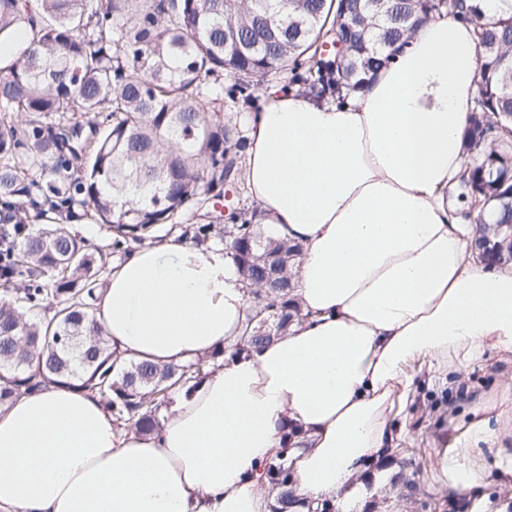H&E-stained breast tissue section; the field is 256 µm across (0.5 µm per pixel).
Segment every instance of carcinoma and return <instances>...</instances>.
Wrapping results in <instances>:
<instances>
[{
    "instance_id": "obj_1",
    "label": "carcinoma",
    "mask_w": 512,
    "mask_h": 512,
    "mask_svg": "<svg viewBox=\"0 0 512 512\" xmlns=\"http://www.w3.org/2000/svg\"><path fill=\"white\" fill-rule=\"evenodd\" d=\"M482 55L478 96L465 149L475 155L458 200L478 204L485 224H511L512 180L483 194L505 169L512 144L481 154L494 123L512 128V17L464 9ZM339 29L344 71L315 45L332 29L333 0H0V47L24 48L0 64V406L50 384L82 381L112 410L116 426L151 433L176 389L206 378L220 351L177 365L107 351L94 313L110 256L69 227L89 208L130 250L154 227L182 228L196 244L219 240L259 302L244 342L259 345L298 314L288 298L289 264L299 246L262 235L258 210L186 224L185 214L242 179L247 139L224 121L208 78L224 71L244 94L273 71L304 69L312 88H356L389 60L428 15L425 0H361ZM58 178L41 182L32 170ZM48 302L52 317L25 311ZM273 512H288L290 473L270 465Z\"/></svg>"
}]
</instances>
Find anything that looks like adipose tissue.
I'll list each match as a JSON object with an SVG mask.
<instances>
[{"instance_id": "adipose-tissue-1", "label": "adipose tissue", "mask_w": 512, "mask_h": 512, "mask_svg": "<svg viewBox=\"0 0 512 512\" xmlns=\"http://www.w3.org/2000/svg\"><path fill=\"white\" fill-rule=\"evenodd\" d=\"M480 65L473 25L444 12L361 89L263 92L244 115V180L261 222L301 247L300 316L248 345L250 288L223 248L134 249L98 294L109 347L161 366L214 352L211 374L148 435L117 429L77 381L1 407L0 512H271L270 461L291 473L290 512L328 498L355 512L418 374L444 382L512 352V272L473 262L448 203ZM440 464L461 494L486 478L456 446Z\"/></svg>"}]
</instances>
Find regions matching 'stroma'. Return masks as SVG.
I'll return each mask as SVG.
<instances>
[{
	"mask_svg": "<svg viewBox=\"0 0 512 512\" xmlns=\"http://www.w3.org/2000/svg\"><path fill=\"white\" fill-rule=\"evenodd\" d=\"M451 386L422 384L416 395L409 430L394 457L398 470L382 487L370 489L361 512H472L473 503L487 512H500L512 500V480L500 478V455L495 441L469 449L470 459L488 471L489 483L468 494L449 492L440 470L442 448L475 421L473 407L484 401L495 430L512 429V354L490 352L481 364L456 373Z\"/></svg>",
	"mask_w": 512,
	"mask_h": 512,
	"instance_id": "obj_1",
	"label": "stroma"
}]
</instances>
